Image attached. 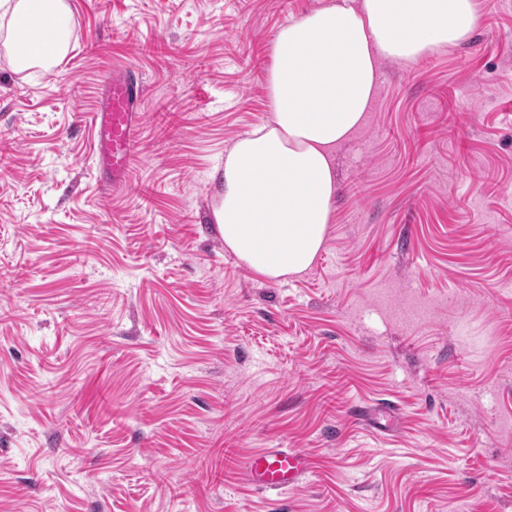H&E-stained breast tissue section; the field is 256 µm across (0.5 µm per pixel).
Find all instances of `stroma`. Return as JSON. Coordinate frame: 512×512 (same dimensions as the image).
I'll use <instances>...</instances> for the list:
<instances>
[{
    "label": "stroma",
    "instance_id": "1",
    "mask_svg": "<svg viewBox=\"0 0 512 512\" xmlns=\"http://www.w3.org/2000/svg\"><path fill=\"white\" fill-rule=\"evenodd\" d=\"M321 3L68 0L52 77L0 28V512H512V0L381 61L307 271L259 276L206 220L272 40ZM115 65L145 96L112 192L89 120ZM263 448L313 469L258 491Z\"/></svg>",
    "mask_w": 512,
    "mask_h": 512
}]
</instances>
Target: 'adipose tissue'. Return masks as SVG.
Masks as SVG:
<instances>
[{
  "mask_svg": "<svg viewBox=\"0 0 512 512\" xmlns=\"http://www.w3.org/2000/svg\"><path fill=\"white\" fill-rule=\"evenodd\" d=\"M484 14L477 0H328L282 25L267 68L271 118L224 156L225 248L271 280L307 270L334 217V151L367 121L379 59L408 65L464 44Z\"/></svg>",
  "mask_w": 512,
  "mask_h": 512,
  "instance_id": "ef3b65f1",
  "label": "adipose tissue"
}]
</instances>
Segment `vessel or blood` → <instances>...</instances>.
Listing matches in <instances>:
<instances>
[{
	"instance_id": "obj_1",
	"label": "vessel or blood",
	"mask_w": 512,
	"mask_h": 512,
	"mask_svg": "<svg viewBox=\"0 0 512 512\" xmlns=\"http://www.w3.org/2000/svg\"><path fill=\"white\" fill-rule=\"evenodd\" d=\"M101 103L91 115L98 164L109 173V186L121 189L137 156L142 122L143 82L116 66L105 76ZM247 480L263 492H279L300 483L312 470L310 459L292 448H265L243 460Z\"/></svg>"
}]
</instances>
